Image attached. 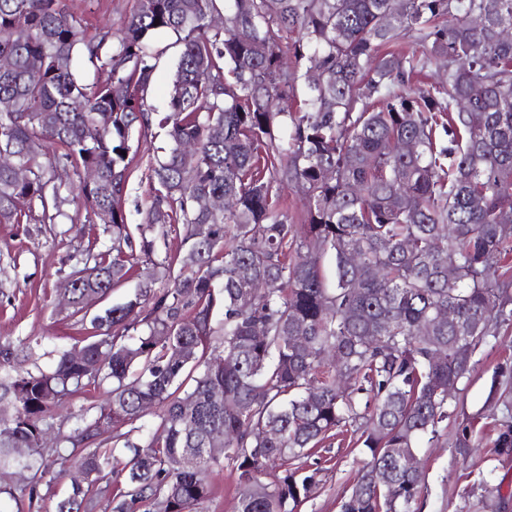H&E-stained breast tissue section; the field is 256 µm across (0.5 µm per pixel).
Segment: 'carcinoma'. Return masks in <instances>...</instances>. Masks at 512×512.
<instances>
[{
  "label": "carcinoma",
  "instance_id": "cac0c4a2",
  "mask_svg": "<svg viewBox=\"0 0 512 512\" xmlns=\"http://www.w3.org/2000/svg\"><path fill=\"white\" fill-rule=\"evenodd\" d=\"M511 30L512 0H137L114 40L67 0H0V56L13 61L0 72V153L28 172L0 163V224L36 206L54 223L67 198L51 171L70 168L97 225L68 273L73 314L135 265L153 268L49 369L13 375L33 347L0 346V500L33 505L77 456L83 479L56 512H94L90 487L111 486L118 462L126 490L111 512H201L208 473L226 463L239 512H296L315 475H258L351 430L363 458L342 512H415L426 473L402 461L440 437L473 355L512 324ZM166 31L182 46L159 121L170 147L150 165L135 237L129 153L153 123V39ZM433 66L443 82L413 84ZM286 185L302 195L298 224ZM213 196L230 207H201ZM172 233L177 256L158 248ZM103 389L93 420L42 441L62 403ZM154 406L143 438L136 422ZM109 417L127 428L110 455L86 447ZM21 466L31 481L19 489Z\"/></svg>",
  "mask_w": 512,
  "mask_h": 512
}]
</instances>
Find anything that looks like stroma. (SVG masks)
Masks as SVG:
<instances>
[{
  "instance_id": "35a3bbf8",
  "label": "stroma",
  "mask_w": 512,
  "mask_h": 512,
  "mask_svg": "<svg viewBox=\"0 0 512 512\" xmlns=\"http://www.w3.org/2000/svg\"><path fill=\"white\" fill-rule=\"evenodd\" d=\"M135 0H68L72 12L82 15L92 28L119 27ZM157 52L148 103L165 112L180 46L170 33L154 39ZM138 165L125 194L129 224L141 223L146 207L145 190L149 160L163 147V138L136 133ZM56 224H0V344L20 339L36 342L39 364L52 360V351L70 347L87 336L89 322L73 316L59 303L61 281L82 258L88 244L89 225L81 203L65 207ZM476 364L460 386L456 409L439 441L422 443L417 456L426 473L420 495V512H512V454L498 453L494 442L504 417L512 416V375L496 377L498 367H512V327L501 328L496 339L475 356ZM498 383L500 400L493 411H484L491 383ZM470 428L475 447L469 456L453 448L458 429ZM361 449L356 437L346 432L312 449L304 463L315 469L319 483L298 512H341L345 495L356 475ZM212 488L206 512H237L240 495L232 468H216L209 475ZM500 487L502 500L485 496V486Z\"/></svg>"
}]
</instances>
